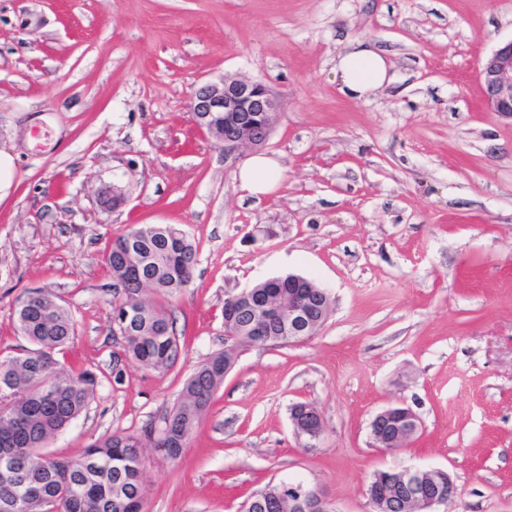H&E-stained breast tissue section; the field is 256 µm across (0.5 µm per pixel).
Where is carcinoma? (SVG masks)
Here are the masks:
<instances>
[{"label": "carcinoma", "instance_id": "cac0c4a2", "mask_svg": "<svg viewBox=\"0 0 512 512\" xmlns=\"http://www.w3.org/2000/svg\"><path fill=\"white\" fill-rule=\"evenodd\" d=\"M196 247L170 224H146L116 237L105 261L124 286L112 291V314L132 313L124 336L125 355L154 370L172 368L180 338L163 299L181 292L193 278ZM288 277L253 286L243 305L224 299V334L231 348L200 364L180 400L165 414L167 433L114 434L93 442L77 459L38 452L88 406L96 386L90 371L72 372L56 358L76 334V320L57 296L32 291L18 301L16 328L30 347L0 360V446L10 442L13 457L0 460L12 474L0 475V512H143L144 486L139 448H159L177 458L224 382V363L234 351L255 343L284 345L288 331L255 336L254 327L288 309ZM157 299L149 301L146 292ZM261 512H288L287 502L267 489Z\"/></svg>", "mask_w": 512, "mask_h": 512}]
</instances>
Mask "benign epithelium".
Instances as JSON below:
<instances>
[{
	"instance_id": "1",
	"label": "benign epithelium",
	"mask_w": 512,
	"mask_h": 512,
	"mask_svg": "<svg viewBox=\"0 0 512 512\" xmlns=\"http://www.w3.org/2000/svg\"><path fill=\"white\" fill-rule=\"evenodd\" d=\"M479 77L487 104L493 111L512 117V40L500 45L480 63ZM195 124L212 137L224 142V154L230 156L243 147L263 146L279 112V103L261 80L222 78L198 86L191 99ZM288 283L297 288H313L309 297L288 295V335L293 342L317 334L325 322L329 292L313 280L288 275ZM303 410L292 417L297 433L316 438L322 432L318 410L306 402L297 403ZM371 435L380 448H402L419 431L418 417L406 406H389L379 411L370 424ZM440 469H402L397 478L382 481L380 473L371 480L369 501L372 512H446L449 496L438 490L424 494L422 489L442 479ZM278 494L288 500L294 512H332L327 494L304 482H279Z\"/></svg>"
}]
</instances>
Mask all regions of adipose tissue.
<instances>
[{"mask_svg": "<svg viewBox=\"0 0 512 512\" xmlns=\"http://www.w3.org/2000/svg\"><path fill=\"white\" fill-rule=\"evenodd\" d=\"M336 72L340 77L341 93L352 100L369 97L394 80L388 60L361 41L337 56ZM280 176L277 161L265 155L253 156L238 172L242 190L253 197L273 191Z\"/></svg>", "mask_w": 512, "mask_h": 512, "instance_id": "obj_1", "label": "adipose tissue"}]
</instances>
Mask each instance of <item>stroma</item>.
<instances>
[{"label": "stroma", "instance_id": "stroma-1", "mask_svg": "<svg viewBox=\"0 0 512 512\" xmlns=\"http://www.w3.org/2000/svg\"><path fill=\"white\" fill-rule=\"evenodd\" d=\"M360 39L395 80L339 90L336 56ZM512 40V0H0V357L27 347L19 297L63 298L77 333L58 354L98 385L48 445L78 457L142 434L194 368L224 350V297L271 277L331 294L320 331L239 348L175 459L142 453L145 512H240L271 482L323 487L335 512H371L383 469H442L458 512H512V119L482 100L480 62ZM261 80L280 103L264 154L282 180L255 198L254 154H224L190 112L198 85ZM122 195L104 209L100 192ZM140 224L197 248L168 308L184 344L170 370L127 359L112 334L104 261ZM319 411V437L290 409ZM405 403L409 447L370 422ZM299 406L304 414L301 417H295L291 414L293 426L298 434L316 438L322 432V419L318 410L306 402H298L293 405ZM292 408V410H293Z\"/></svg>", "mask_w": 512, "mask_h": 512}]
</instances>
